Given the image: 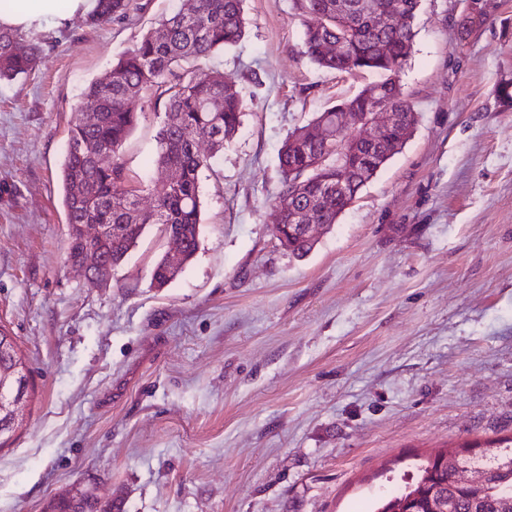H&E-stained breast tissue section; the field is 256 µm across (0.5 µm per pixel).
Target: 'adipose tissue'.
I'll return each mask as SVG.
<instances>
[{
  "label": "adipose tissue",
  "mask_w": 512,
  "mask_h": 512,
  "mask_svg": "<svg viewBox=\"0 0 512 512\" xmlns=\"http://www.w3.org/2000/svg\"><path fill=\"white\" fill-rule=\"evenodd\" d=\"M97 9V0H9L0 9V26L29 31L60 24L61 21L79 16L90 17Z\"/></svg>",
  "instance_id": "obj_1"
}]
</instances>
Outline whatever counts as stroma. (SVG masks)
<instances>
[{
    "label": "stroma",
    "mask_w": 512,
    "mask_h": 512,
    "mask_svg": "<svg viewBox=\"0 0 512 512\" xmlns=\"http://www.w3.org/2000/svg\"><path fill=\"white\" fill-rule=\"evenodd\" d=\"M181 0L43 29L31 75L0 82V327L34 386L0 448V512L72 487L122 512H373L416 456L512 436V0L459 35L463 0H421L398 79L419 122L313 250L273 234L278 152L378 81L305 54L300 0H244L206 69L245 104L200 174L199 246L164 287L148 226L108 283L68 260L61 170L83 92ZM161 106L122 149L157 177Z\"/></svg>",
    "instance_id": "35a3bbf8"
}]
</instances>
